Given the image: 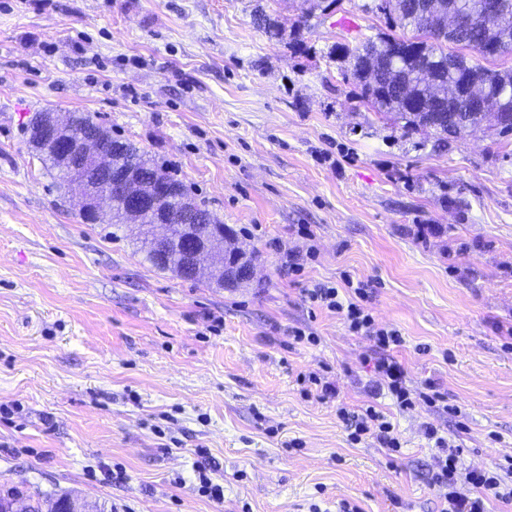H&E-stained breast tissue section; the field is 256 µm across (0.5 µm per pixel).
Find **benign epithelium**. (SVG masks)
Wrapping results in <instances>:
<instances>
[{
	"label": "benign epithelium",
	"instance_id": "obj_1",
	"mask_svg": "<svg viewBox=\"0 0 512 512\" xmlns=\"http://www.w3.org/2000/svg\"><path fill=\"white\" fill-rule=\"evenodd\" d=\"M468 18L456 4L448 3V32L459 39ZM38 133L37 148L50 151L59 168L68 174L70 184L80 190V205L90 222L97 223L121 214L126 224L151 222V226L164 227L172 223L173 212L169 204L180 198L178 185L164 179L148 180L130 166H123L120 151L113 149L122 141L110 145L103 141L106 133L97 129L91 133H73L70 123L57 112H38L30 122ZM205 224L180 223L181 236L168 233L152 235L157 259L175 260L185 270L186 277L202 273L204 259L211 258V276L223 286L233 288L254 278L255 268L248 266L237 277H225L224 253L217 251L215 236L206 231Z\"/></svg>",
	"mask_w": 512,
	"mask_h": 512
}]
</instances>
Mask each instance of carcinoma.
Returning a JSON list of instances; mask_svg holds the SVG:
<instances>
[{
  "instance_id": "1",
  "label": "carcinoma",
  "mask_w": 512,
  "mask_h": 512,
  "mask_svg": "<svg viewBox=\"0 0 512 512\" xmlns=\"http://www.w3.org/2000/svg\"><path fill=\"white\" fill-rule=\"evenodd\" d=\"M463 13L476 21V28L465 33L461 46L492 60L512 53V10L508 16L491 23L478 11L479 0H458ZM336 0H301L297 18L290 26L272 18L261 4H256L254 23L278 42L296 45L309 18L334 5ZM362 11H378L390 20V32L366 35L355 42H336L329 55L343 62L341 75L361 86V99L377 114L392 118L401 125L403 136L419 131L431 133L438 145L448 137H460L479 120L460 92L471 86L484 90L495 99L498 109L512 113V70L488 68L471 62L453 72L448 71V14L435 11L427 18L415 15L409 0H371L359 5ZM458 101L465 108L453 126L435 120V105ZM134 159L147 165L149 174L169 181L174 178L159 168L147 153L134 148L124 161ZM70 496L42 499L19 487L0 492V506L23 503L26 512H51L64 508Z\"/></svg>"
}]
</instances>
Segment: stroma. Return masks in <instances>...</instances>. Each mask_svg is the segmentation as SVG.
I'll use <instances>...</instances> for the list:
<instances>
[{"label": "stroma", "mask_w": 512, "mask_h": 512, "mask_svg": "<svg viewBox=\"0 0 512 512\" xmlns=\"http://www.w3.org/2000/svg\"><path fill=\"white\" fill-rule=\"evenodd\" d=\"M253 7L0 0V488L102 512H438L422 423L464 467L512 457V135L413 149L325 56L382 16L340 0L304 54ZM42 111L90 113L148 151L261 254L255 280L180 279L126 227L84 220L28 143ZM346 273L400 331L408 388L433 384L460 415L377 391L372 340L305 300ZM310 372L337 397L304 392ZM369 404L396 455L351 441L341 414ZM200 465L223 502L193 491Z\"/></svg>", "instance_id": "stroma-1"}]
</instances>
